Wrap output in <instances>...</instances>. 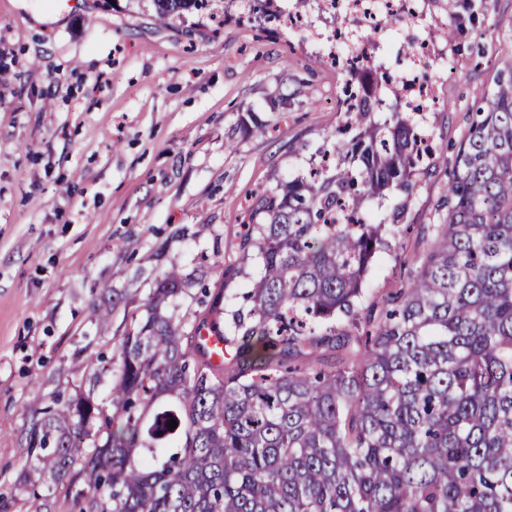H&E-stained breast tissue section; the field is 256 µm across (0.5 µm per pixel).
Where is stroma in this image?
<instances>
[{
  "mask_svg": "<svg viewBox=\"0 0 512 512\" xmlns=\"http://www.w3.org/2000/svg\"><path fill=\"white\" fill-rule=\"evenodd\" d=\"M369 39L374 69L399 74L429 45L432 96L418 122L439 161L416 186L390 252L363 297L408 280L401 256L423 254L420 226L438 200L482 98L512 69V0H414ZM242 0L160 20L153 0H0V512H39L18 487L28 410L66 387L77 341H116L155 273H202L240 293L259 272L241 262L240 226L256 195L307 178L349 123V77L320 36L355 24L345 0ZM125 290L103 329L95 288Z\"/></svg>",
  "mask_w": 512,
  "mask_h": 512,
  "instance_id": "obj_1",
  "label": "stroma"
}]
</instances>
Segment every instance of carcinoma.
Wrapping results in <instances>:
<instances>
[{
	"label": "carcinoma",
	"mask_w": 512,
	"mask_h": 512,
	"mask_svg": "<svg viewBox=\"0 0 512 512\" xmlns=\"http://www.w3.org/2000/svg\"><path fill=\"white\" fill-rule=\"evenodd\" d=\"M153 3L166 18L203 0ZM377 83L361 75L331 174L257 200L239 251L260 275L238 307L225 287L192 296L172 267L112 356L75 348L81 380L116 382L31 410L20 485L41 507L61 485L73 512H512V74L462 142L407 283L361 314L422 161L413 125L378 133ZM387 190L389 221L361 217ZM96 292L99 327L124 296Z\"/></svg>",
	"instance_id": "1"
}]
</instances>
